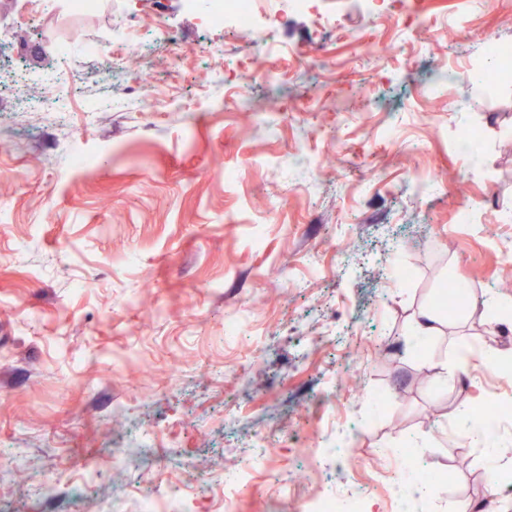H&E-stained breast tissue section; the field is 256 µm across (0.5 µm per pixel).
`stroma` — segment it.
Returning <instances> with one entry per match:
<instances>
[{
  "label": "stroma",
  "mask_w": 512,
  "mask_h": 512,
  "mask_svg": "<svg viewBox=\"0 0 512 512\" xmlns=\"http://www.w3.org/2000/svg\"><path fill=\"white\" fill-rule=\"evenodd\" d=\"M275 9L263 32L202 27L185 0L91 14L55 0L39 15L0 0V448L30 477L0 472V512H140L133 478L161 475L220 512L225 472L263 433L272 452L238 512H299L336 489L367 490L365 512H512L498 480L512 427L480 439L457 416L512 400L487 364L493 349L512 357V318L484 305L512 299V81L459 75L487 41L512 46V0ZM132 13L124 68L85 59L57 95L118 96L142 70L143 111L74 114L55 147L49 115L16 109L65 67L47 43L111 50ZM264 39L281 78L243 81ZM462 128L478 134L467 150ZM74 151L98 167L74 170ZM468 208L477 223H458ZM451 279L474 305L413 342L416 312ZM355 358L358 393L340 383ZM407 453L443 480L395 508Z\"/></svg>",
  "instance_id": "1"
}]
</instances>
